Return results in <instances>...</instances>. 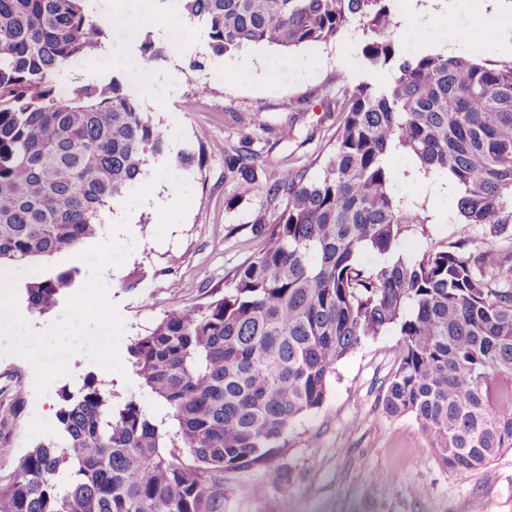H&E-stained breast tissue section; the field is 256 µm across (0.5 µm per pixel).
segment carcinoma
Wrapping results in <instances>:
<instances>
[{"instance_id":"obj_1","label":"carcinoma","mask_w":512,"mask_h":512,"mask_svg":"<svg viewBox=\"0 0 512 512\" xmlns=\"http://www.w3.org/2000/svg\"><path fill=\"white\" fill-rule=\"evenodd\" d=\"M90 0H0V265L49 260L96 238L106 213L166 151L167 128L116 78L75 88L57 79L123 19ZM216 56L258 44L315 47L362 25L365 66L381 85L338 90L343 117L322 176L272 164L244 138L224 151V185L265 190L251 227L260 252L224 295L163 313L128 347L140 387L167 409L116 402L89 375L59 392L56 431L0 483V512H218L224 474L272 467L288 428L322 406L336 365L361 340L399 330L383 411L411 415L450 472L478 471L512 450V255L440 251L368 267L427 209L396 188L442 176L458 224L501 234L512 224V58L409 54L397 0H174ZM149 63L164 48L138 46ZM79 269L25 284L31 313L54 308Z\"/></svg>"}]
</instances>
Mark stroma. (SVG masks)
I'll return each mask as SVG.
<instances>
[{
	"label": "stroma",
	"mask_w": 512,
	"mask_h": 512,
	"mask_svg": "<svg viewBox=\"0 0 512 512\" xmlns=\"http://www.w3.org/2000/svg\"><path fill=\"white\" fill-rule=\"evenodd\" d=\"M402 48L420 52L470 54L486 61L512 57L501 43L502 30L512 31V13L490 18L459 7L450 14L417 12L413 0H398ZM482 28L480 43L461 34ZM109 53L90 50L63 74L76 87L91 80L127 81L130 61L125 29L111 30ZM362 33L357 21L346 24L335 39L316 48L283 49L256 45L216 58L198 57L194 80L207 82L196 93L194 80L161 73L156 83L137 93L142 111L168 129L170 151L194 154L200 142L237 144L253 138L255 148L274 163L307 166L308 178L321 174L315 159L336 136V84L380 83L384 74L368 72L363 63ZM271 70L263 83L255 74ZM260 113L263 124L247 127L233 115ZM294 124L292 139L282 140V126ZM161 180L181 198L180 209L162 213L144 205L152 180ZM441 180L417 183L397 180L400 192L425 203L429 224L406 225L392 254L371 252L364 263L380 267L393 257L412 258L441 250L467 236L470 248L512 252V236H494L480 226L463 227L452 219L455 203ZM233 207L224 202V155L210 153L202 164L182 168L163 161L146 172L122 202L134 213L137 231L113 235L104 227L99 239L59 254L52 264L33 261L17 266V286L10 295L25 308L23 284L48 266L75 267L79 273L70 294L42 315L0 330V482L14 473L21 455L57 425L58 393L78 387L86 375L112 388L119 400L136 398L156 417L165 407L146 394L132 371L127 349L162 314L173 308L205 305L224 293V278L260 249L250 227L266 208L264 191L250 185L233 188ZM178 289H171V282ZM401 336L391 328L364 338L332 374L322 406L301 416L288 430L278 463L288 475L280 485L272 471L244 468L224 476L222 512H471L482 498L486 512H512V450L475 473H451L437 461L414 417L385 414L380 398L385 381L399 360ZM41 360L39 371L28 366ZM18 413H11L14 397ZM419 486L415 497L410 487Z\"/></svg>",
	"instance_id": "obj_1"
}]
</instances>
